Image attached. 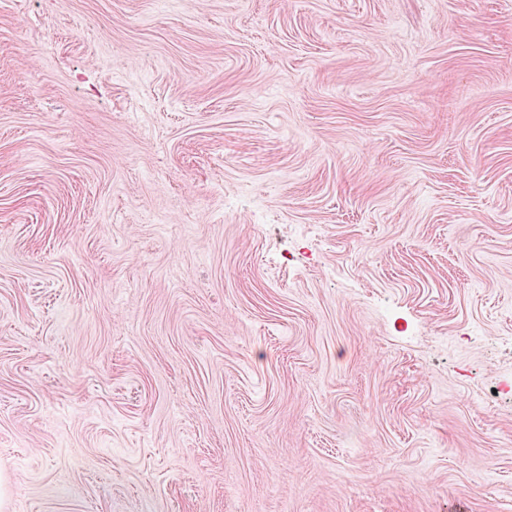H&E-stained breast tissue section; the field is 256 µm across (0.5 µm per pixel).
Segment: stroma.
<instances>
[{"label": "stroma", "instance_id": "35a3bbf8", "mask_svg": "<svg viewBox=\"0 0 512 512\" xmlns=\"http://www.w3.org/2000/svg\"><path fill=\"white\" fill-rule=\"evenodd\" d=\"M0 512H512V0H0Z\"/></svg>", "mask_w": 512, "mask_h": 512}]
</instances>
